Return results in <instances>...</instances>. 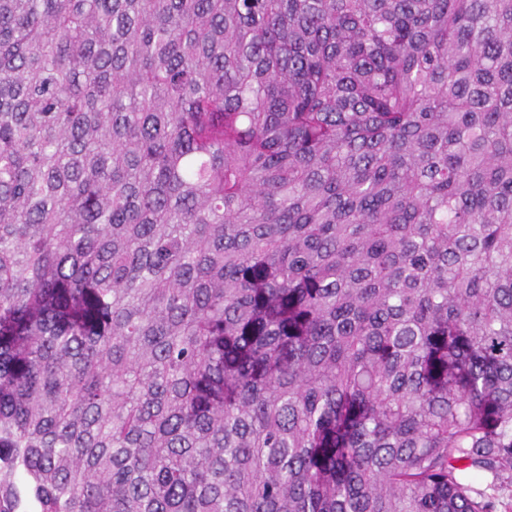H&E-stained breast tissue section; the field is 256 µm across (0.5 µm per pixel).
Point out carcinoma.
<instances>
[{"label": "carcinoma", "instance_id": "obj_1", "mask_svg": "<svg viewBox=\"0 0 512 512\" xmlns=\"http://www.w3.org/2000/svg\"><path fill=\"white\" fill-rule=\"evenodd\" d=\"M0 512H512V0H0Z\"/></svg>", "mask_w": 512, "mask_h": 512}]
</instances>
